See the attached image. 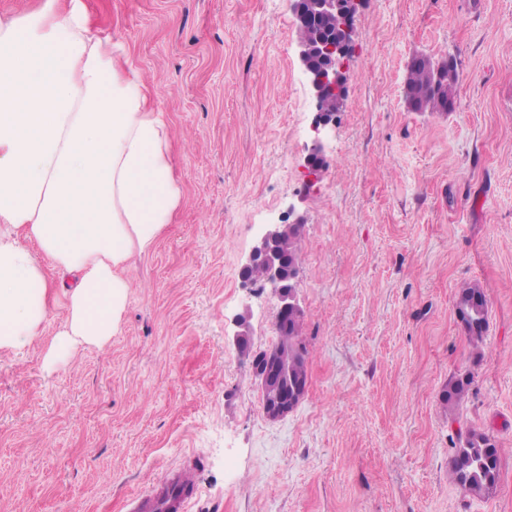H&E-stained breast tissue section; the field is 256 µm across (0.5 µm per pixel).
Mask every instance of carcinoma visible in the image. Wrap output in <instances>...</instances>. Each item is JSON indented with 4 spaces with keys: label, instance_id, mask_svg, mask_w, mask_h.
I'll list each match as a JSON object with an SVG mask.
<instances>
[{
    "label": "carcinoma",
    "instance_id": "1",
    "mask_svg": "<svg viewBox=\"0 0 512 512\" xmlns=\"http://www.w3.org/2000/svg\"><path fill=\"white\" fill-rule=\"evenodd\" d=\"M454 64L448 57L436 59L419 56L406 68L404 89L417 92L419 97L413 105L417 112H450L454 107L453 90L457 78L447 79V68ZM456 307L467 309L463 318L465 330L473 343L477 355H482L483 334L488 322V302L478 286L465 285L460 288ZM302 318L288 320V331L281 333L279 344L288 346L289 357L297 358L290 369L297 377H306L307 350L301 341ZM471 378L467 375L453 377L442 391L441 401L448 414L468 396ZM500 448L489 435L475 429L466 431L461 445L451 460L450 474L455 484L473 495H489L497 485L499 475Z\"/></svg>",
    "mask_w": 512,
    "mask_h": 512
}]
</instances>
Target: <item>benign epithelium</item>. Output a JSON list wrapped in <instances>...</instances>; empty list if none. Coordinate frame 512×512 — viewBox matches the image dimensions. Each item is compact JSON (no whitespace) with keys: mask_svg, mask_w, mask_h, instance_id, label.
<instances>
[{"mask_svg":"<svg viewBox=\"0 0 512 512\" xmlns=\"http://www.w3.org/2000/svg\"><path fill=\"white\" fill-rule=\"evenodd\" d=\"M358 0H291V9L296 20L336 19L340 35L320 38L317 43L297 42L298 61L309 83L315 99L316 112L311 122L313 144L305 157V168L316 175L323 167L322 141L329 136L335 113L325 107V101L334 98L340 102L345 98L343 67L353 48L351 18ZM292 221L267 224L256 238L251 251L245 257L240 273L261 264L266 269V284L270 286L277 302V315L282 323L288 317L298 315L301 307L296 299L299 265L284 271L275 250V242L301 227V217L288 211ZM250 310L243 307L233 319L235 331L232 341L238 351L246 357L265 401L263 410L272 421L282 419L293 412L304 398L308 382L288 385L284 380L288 372V349L275 344L264 350L260 359L252 357Z\"/></svg>","mask_w":512,"mask_h":512,"instance_id":"obj_1","label":"benign epithelium"}]
</instances>
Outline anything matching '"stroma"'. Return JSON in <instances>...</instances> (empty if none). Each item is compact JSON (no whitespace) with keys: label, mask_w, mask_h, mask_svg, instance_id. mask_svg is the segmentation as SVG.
Segmentation results:
<instances>
[{"label":"stroma","mask_w":512,"mask_h":512,"mask_svg":"<svg viewBox=\"0 0 512 512\" xmlns=\"http://www.w3.org/2000/svg\"><path fill=\"white\" fill-rule=\"evenodd\" d=\"M83 4L158 93L185 195L129 260L105 349L47 367L59 306L38 339L0 350V512H128L183 465L189 512H512V0H361L313 183L289 0ZM421 54L454 59L452 111H409ZM292 208L309 388L272 422L224 329L247 302L254 348L278 342L276 300L240 265ZM467 283L489 305L478 351L455 311ZM461 375L452 421L441 391ZM470 428L501 450L488 497L450 478Z\"/></svg>","instance_id":"1"}]
</instances>
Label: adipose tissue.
<instances>
[{"mask_svg": "<svg viewBox=\"0 0 512 512\" xmlns=\"http://www.w3.org/2000/svg\"><path fill=\"white\" fill-rule=\"evenodd\" d=\"M170 124L141 70L80 0L0 18V350L66 317L45 363L120 333L125 271L182 204Z\"/></svg>", "mask_w": 512, "mask_h": 512, "instance_id": "1", "label": "adipose tissue"}]
</instances>
